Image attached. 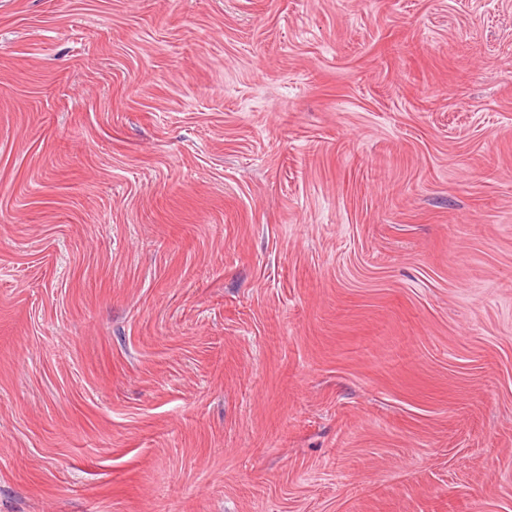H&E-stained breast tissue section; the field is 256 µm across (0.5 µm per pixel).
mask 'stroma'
<instances>
[{
    "label": "stroma",
    "instance_id": "obj_1",
    "mask_svg": "<svg viewBox=\"0 0 512 512\" xmlns=\"http://www.w3.org/2000/svg\"><path fill=\"white\" fill-rule=\"evenodd\" d=\"M0 512H512V0H0Z\"/></svg>",
    "mask_w": 512,
    "mask_h": 512
}]
</instances>
